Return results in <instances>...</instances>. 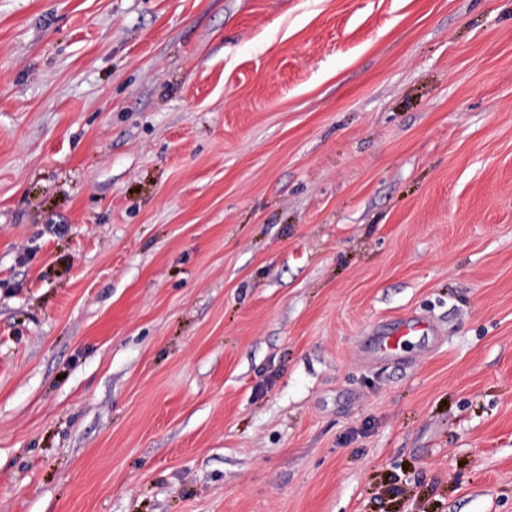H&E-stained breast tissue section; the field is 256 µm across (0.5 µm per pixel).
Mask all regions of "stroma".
Listing matches in <instances>:
<instances>
[{
  "mask_svg": "<svg viewBox=\"0 0 512 512\" xmlns=\"http://www.w3.org/2000/svg\"><path fill=\"white\" fill-rule=\"evenodd\" d=\"M0 512H512V0H0ZM422 323L416 318H408L399 322L398 327L392 335L382 336L380 343V351L387 354L396 350L400 340L405 336L420 331Z\"/></svg>",
  "mask_w": 512,
  "mask_h": 512,
  "instance_id": "stroma-1",
  "label": "stroma"
}]
</instances>
